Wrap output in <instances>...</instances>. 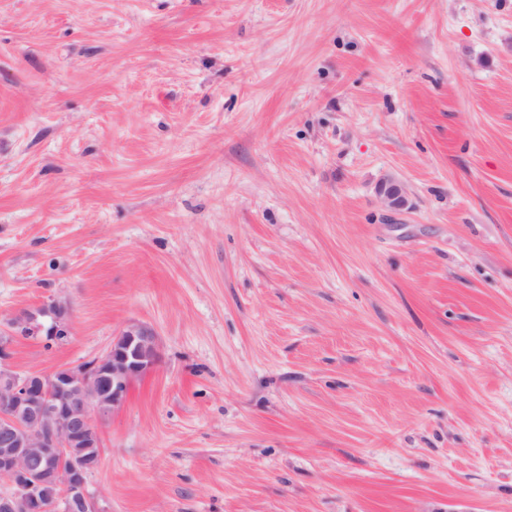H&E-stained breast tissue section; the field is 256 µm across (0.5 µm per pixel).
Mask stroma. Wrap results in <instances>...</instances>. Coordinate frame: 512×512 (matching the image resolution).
Listing matches in <instances>:
<instances>
[{"label":"stroma","instance_id":"stroma-1","mask_svg":"<svg viewBox=\"0 0 512 512\" xmlns=\"http://www.w3.org/2000/svg\"><path fill=\"white\" fill-rule=\"evenodd\" d=\"M57 297L16 371L159 345L104 512H512V0H0V315ZM379 195L389 210H400L408 204L404 188L394 180H388L381 184Z\"/></svg>","mask_w":512,"mask_h":512}]
</instances>
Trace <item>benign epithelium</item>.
Here are the masks:
<instances>
[{"label": "benign epithelium", "instance_id": "benign-epithelium-1", "mask_svg": "<svg viewBox=\"0 0 512 512\" xmlns=\"http://www.w3.org/2000/svg\"><path fill=\"white\" fill-rule=\"evenodd\" d=\"M387 209L407 206L394 180L379 187ZM71 333L68 302L59 298L37 311L0 317V512H104L89 491L102 460L94 417L120 407L131 384L157 368L154 332L137 323L114 337L95 358L49 373H19L9 352L21 337L59 341Z\"/></svg>", "mask_w": 512, "mask_h": 512}]
</instances>
